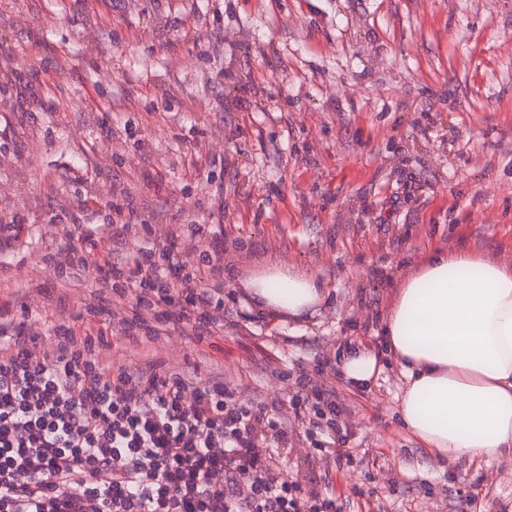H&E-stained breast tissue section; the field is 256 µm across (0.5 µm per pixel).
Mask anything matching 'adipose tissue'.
I'll use <instances>...</instances> for the list:
<instances>
[{"label":"adipose tissue","mask_w":512,"mask_h":512,"mask_svg":"<svg viewBox=\"0 0 512 512\" xmlns=\"http://www.w3.org/2000/svg\"><path fill=\"white\" fill-rule=\"evenodd\" d=\"M257 303L300 313L316 280L271 270ZM409 381L402 419L438 455L512 456V273L467 252L440 253L406 281L386 326Z\"/></svg>","instance_id":"1"}]
</instances>
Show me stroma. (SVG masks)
Segmentation results:
<instances>
[{
	"label": "stroma",
	"mask_w": 512,
	"mask_h": 512,
	"mask_svg": "<svg viewBox=\"0 0 512 512\" xmlns=\"http://www.w3.org/2000/svg\"><path fill=\"white\" fill-rule=\"evenodd\" d=\"M0 52V210L26 226L0 277L37 329L57 317L26 288L31 255L73 203L109 223L115 192L157 232L210 223L223 186L226 244L252 254L225 291L271 266L323 286L300 316L254 306L224 335L157 342L244 399L383 335L436 253L512 271V0H0ZM332 383L360 458L329 487L346 512H512L511 457L448 460L406 427L392 352L367 386Z\"/></svg>",
	"instance_id": "obj_1"
}]
</instances>
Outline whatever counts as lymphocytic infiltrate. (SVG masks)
<instances>
[{"label":"lymphocytic infiltrate","instance_id":"obj_1","mask_svg":"<svg viewBox=\"0 0 512 512\" xmlns=\"http://www.w3.org/2000/svg\"><path fill=\"white\" fill-rule=\"evenodd\" d=\"M136 216L130 200L113 202L104 237L69 209L28 290L44 294L47 270L69 279L95 269L114 300L113 330L146 351L173 330L200 340L235 328L224 317L234 264L223 230L168 224L160 243L131 252V239L151 232ZM12 294L0 278V512H343L277 460L301 442L334 466L356 464L336 388L322 378L327 361L298 378L291 399L256 402L157 360L99 358L92 328L106 312L95 305L79 324H56L45 345L15 322L3 302Z\"/></svg>","mask_w":512,"mask_h":512}]
</instances>
